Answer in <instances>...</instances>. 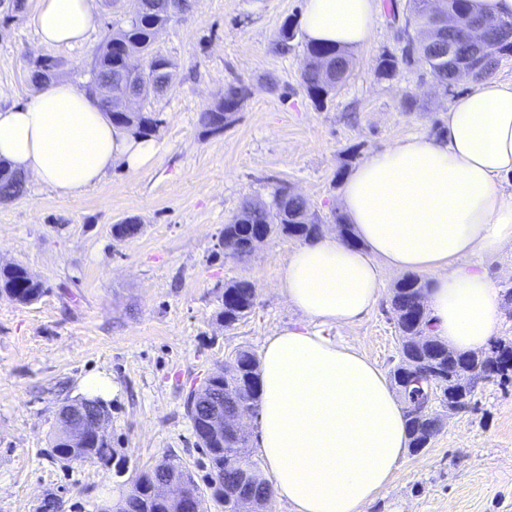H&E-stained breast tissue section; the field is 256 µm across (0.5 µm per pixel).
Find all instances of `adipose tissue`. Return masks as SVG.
<instances>
[{
	"instance_id": "adipose-tissue-1",
	"label": "adipose tissue",
	"mask_w": 512,
	"mask_h": 512,
	"mask_svg": "<svg viewBox=\"0 0 512 512\" xmlns=\"http://www.w3.org/2000/svg\"><path fill=\"white\" fill-rule=\"evenodd\" d=\"M382 0H306L307 42L363 46ZM96 0H38L40 43L83 44ZM150 139L113 125L86 90L57 80L0 109V158L69 198L113 164L141 169ZM341 209L357 244L326 234L297 246L283 276L308 327L269 337L260 352V452L272 495L293 512H365L405 456L404 404L381 370L330 331L359 322L386 271L431 277V336L461 354L496 339L502 297L485 257L512 246V81L487 76L455 98L438 136L374 152L347 177Z\"/></svg>"
}]
</instances>
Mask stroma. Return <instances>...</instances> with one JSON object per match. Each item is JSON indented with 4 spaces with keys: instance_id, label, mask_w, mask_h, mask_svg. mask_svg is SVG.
<instances>
[{
    "instance_id": "obj_1",
    "label": "stroma",
    "mask_w": 512,
    "mask_h": 512,
    "mask_svg": "<svg viewBox=\"0 0 512 512\" xmlns=\"http://www.w3.org/2000/svg\"><path fill=\"white\" fill-rule=\"evenodd\" d=\"M372 34L353 50L354 67L335 96L315 104L301 87L306 42L280 48L284 23L298 24L305 0H194L192 11L156 40L176 66L166 91L141 100L158 115L157 151L138 172L114 165L101 183L62 199L30 184L0 202V265L26 267L45 288L23 305L0 294V512H98L129 482L169 454L203 477L183 400L235 350L260 351L277 331L303 323L282 293L295 240L275 239L233 260L224 226L245 203H271L294 188L335 228L339 188L371 152L408 136L435 133L472 79L438 87L420 64L389 79L375 68L398 51L408 0H382ZM126 0H98L99 24L82 47L41 45L22 13L0 6V107L34 95L29 62L63 61V79L85 86L101 43L127 20ZM247 93L233 125L205 133L201 113L225 85ZM136 219L140 232L116 239L113 224ZM386 273L380 299L360 322L339 327L361 354L391 373L398 334ZM256 288L251 315L225 326L224 284ZM94 373L112 380L108 462L54 456L58 411L84 395ZM473 410L448 415L429 448L406 453L366 512H512V386L482 384Z\"/></svg>"
}]
</instances>
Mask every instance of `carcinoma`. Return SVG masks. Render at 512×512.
I'll return each mask as SVG.
<instances>
[{
    "mask_svg": "<svg viewBox=\"0 0 512 512\" xmlns=\"http://www.w3.org/2000/svg\"><path fill=\"white\" fill-rule=\"evenodd\" d=\"M425 0H409V12L405 15L400 28L398 41L402 43L400 54L386 52L379 58L375 73L379 78L394 76L399 65L419 62L428 67L436 83L446 89L453 84L448 72V61L437 60L427 52L430 42H445L448 35L437 33L432 28V20L424 7ZM193 0H128V18L125 26L107 36L94 56L91 70V82L96 86L94 97L103 111L110 114L112 122L125 126L136 135L148 137L156 130L160 120L152 112H137L125 109L122 103L112 99L107 93L110 83L124 81L125 53L129 48L139 49L144 56L145 69L137 74L131 83L137 90L149 95L160 92L169 86L173 63L153 52V45L162 31L175 19L189 13ZM448 10L455 14L459 31H464L474 21L475 15L470 11L469 0H448ZM310 56L323 55L333 60L342 71L350 72L352 59L343 56V51L330 46L307 45ZM302 85L307 95L316 103L322 104L332 97L338 86L324 82V75L319 70H307L302 73ZM245 95V88L229 84L224 94L205 109L200 116V123L209 134H218L230 127ZM25 191V180L16 171L0 159V200L10 201L21 196ZM323 220L311 212L306 199L296 193L288 192L282 186L275 190L271 204L263 205L248 202L238 214L224 225V246L227 255L240 258L250 253L260 242L271 238L296 239L310 241L321 234ZM427 284L420 277L408 274L393 286L391 304L396 316V329L399 334L398 362L393 373L405 374L406 397L426 401L429 396V378L423 373L429 364L442 367L446 372L459 367V363L448 355V346L437 340H430L424 346L413 340L415 336L425 334L429 314L424 306ZM0 293H5L20 304H31L43 294V283L25 267L14 264L0 267ZM256 306V292L252 284L245 280H232L224 284L223 309L220 318L224 325L248 317ZM211 392L227 395L225 408L258 411L259 398V362L248 349L237 350L224 362L219 375L209 380ZM409 448L417 453L425 448V440L433 438L441 429V423L434 413L420 417H407ZM208 461L209 470L217 474L224 485L238 483V475L243 463H248L249 479L240 486L239 491L256 501H263L271 496L270 486L263 476L258 461L251 458L249 437L246 435L227 434L218 441L196 442ZM53 452L60 458L78 462H95L105 459L109 444L90 439L85 448L74 456H68L66 443L60 433L52 439ZM175 464L170 458L160 461L155 467L141 472L131 484V497L126 501L122 512H170L166 503L149 501L147 491L156 480L165 476V470ZM208 497L224 512H236V504L224 497L220 487L208 482Z\"/></svg>",
    "mask_w": 512,
    "mask_h": 512,
    "instance_id": "carcinoma-1",
    "label": "carcinoma"
}]
</instances>
